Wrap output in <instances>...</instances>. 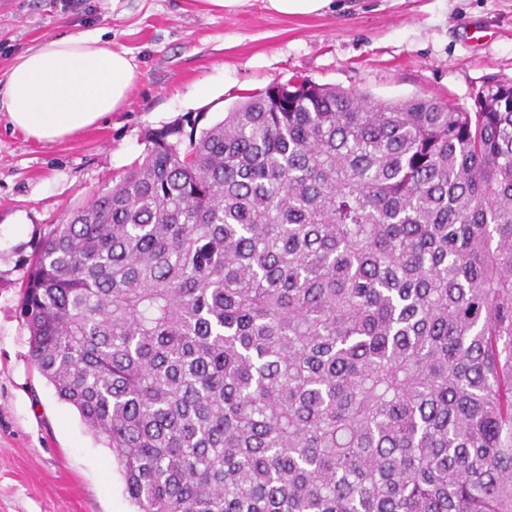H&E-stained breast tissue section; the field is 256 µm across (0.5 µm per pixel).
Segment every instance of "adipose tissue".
Returning <instances> with one entry per match:
<instances>
[{
	"instance_id": "obj_1",
	"label": "adipose tissue",
	"mask_w": 512,
	"mask_h": 512,
	"mask_svg": "<svg viewBox=\"0 0 512 512\" xmlns=\"http://www.w3.org/2000/svg\"><path fill=\"white\" fill-rule=\"evenodd\" d=\"M139 72L126 52L90 33L49 38L0 76V110L26 137L53 142L125 107Z\"/></svg>"
}]
</instances>
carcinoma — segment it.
Listing matches in <instances>:
<instances>
[{"label":"carcinoma","mask_w":512,"mask_h":512,"mask_svg":"<svg viewBox=\"0 0 512 512\" xmlns=\"http://www.w3.org/2000/svg\"><path fill=\"white\" fill-rule=\"evenodd\" d=\"M308 79L49 229L30 356L138 512H512V83Z\"/></svg>","instance_id":"1"}]
</instances>
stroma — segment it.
<instances>
[{
    "mask_svg": "<svg viewBox=\"0 0 512 512\" xmlns=\"http://www.w3.org/2000/svg\"><path fill=\"white\" fill-rule=\"evenodd\" d=\"M71 32L125 50L140 77L128 107L52 143L0 111V512H136L111 449L32 361L20 293L49 225L111 189L148 131L209 126L240 96L296 76L468 111L484 85L512 79V0H333L311 15L264 0L221 13L192 0H0V73Z\"/></svg>",
    "mask_w": 512,
    "mask_h": 512,
    "instance_id": "35a3bbf8",
    "label": "stroma"
}]
</instances>
